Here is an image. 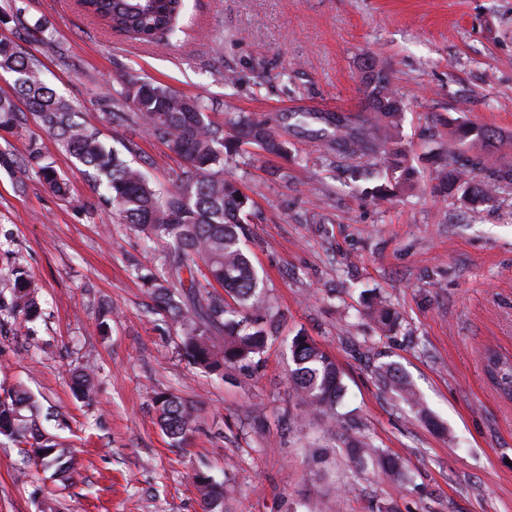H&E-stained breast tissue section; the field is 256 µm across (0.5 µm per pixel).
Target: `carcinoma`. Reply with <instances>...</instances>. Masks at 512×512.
I'll use <instances>...</instances> for the list:
<instances>
[{"label":"carcinoma","mask_w":512,"mask_h":512,"mask_svg":"<svg viewBox=\"0 0 512 512\" xmlns=\"http://www.w3.org/2000/svg\"><path fill=\"white\" fill-rule=\"evenodd\" d=\"M78 5L102 29L143 44L177 37L185 14V0H78ZM1 68L21 73L22 81L15 89L27 111L13 99L1 97L0 129L20 128L27 122L26 112L34 114L44 131L104 187L103 198L121 222L165 248L164 270L154 272L138 266L135 272L150 288L157 310L180 327L181 348L193 364L212 373L227 364L247 365L260 356L269 340L278 335L281 317L263 307L262 281L244 244L250 198L236 182L224 178V164L240 155L245 145L266 154H288V140L276 130V118L269 114L244 116L227 132L224 123L210 117L212 102L186 97L150 78L121 80L118 102L131 105L133 111L111 113L112 123L143 127L182 159L171 187L159 188L118 151L99 141L98 132L88 128L80 113L48 85L36 60L12 40H0ZM362 83V112L321 117L316 112H293L291 118L300 128L314 120L323 121L324 152L374 166L384 180L377 189L379 194L410 190L416 169L402 140L403 108L391 77L386 70L368 63ZM439 124L452 128L448 145L434 155L442 192L457 195L476 208L491 202L497 187L512 184L511 165L492 167L484 154L471 152L479 144L499 141L495 130L460 115L437 119L423 128L421 137L434 139ZM30 159L38 164L39 175L54 193L68 195L67 179L43 161L38 149L31 151ZM480 174L484 180L473 182ZM11 276L9 312L26 323L39 313L38 288L19 267L12 269ZM215 283L224 293H203ZM370 314L383 330L396 325L395 312L386 303L373 305ZM216 334L224 337L219 348L211 343ZM289 350L300 403L336 420L344 390L336 361L300 330L292 337ZM73 376L78 396L93 400V370H77ZM379 376L384 385L409 392L408 383L394 369L388 367ZM491 376L504 395H512V361H503ZM154 404L168 437L177 446L185 444L197 406L169 393L156 395ZM38 410L37 401L24 389L1 393L0 438L23 447L27 460L41 459L53 479L70 483L76 471L71 449L59 446L35 427ZM343 445L355 466L378 465L400 481L407 479L399 460L365 439L347 434ZM195 487L203 512H216L213 505L224 500V483L200 475Z\"/></svg>","instance_id":"obj_1"}]
</instances>
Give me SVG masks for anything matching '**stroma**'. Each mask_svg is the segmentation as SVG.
I'll return each mask as SVG.
<instances>
[{
	"instance_id": "1",
	"label": "stroma",
	"mask_w": 512,
	"mask_h": 512,
	"mask_svg": "<svg viewBox=\"0 0 512 512\" xmlns=\"http://www.w3.org/2000/svg\"><path fill=\"white\" fill-rule=\"evenodd\" d=\"M184 24L179 45H144L104 31L76 0H0V37L40 62L105 146L134 142L133 162L155 184L181 160L141 127L112 125L120 74L210 99L228 125L242 112L277 116L288 155L240 158L224 174L252 201L248 247L287 323L257 365L203 373L134 272L159 268L163 247L120 223L35 120L0 129V152L15 160L0 165V305L18 266L41 307L26 324L0 315V390L23 385L42 430L76 460L63 490L0 442V512H38L48 496L58 512H202L199 472L223 482L224 512H512V399L484 364L489 348L512 359V185L473 209L442 196L422 163L412 193L379 200L374 180L324 156L321 122L288 120L358 111L370 56L406 104L412 158L427 149L421 128L461 112L506 139L487 148L491 163L512 161V0H190ZM34 141L69 197L39 178ZM378 300L398 315L387 336L366 314ZM300 329L335 358L353 433L399 457L407 481L377 466L352 473L338 435L300 404L288 350ZM86 364L97 370L90 402L70 380ZM389 365L420 407L381 385ZM160 391L199 408L185 447L156 421Z\"/></svg>"
}]
</instances>
